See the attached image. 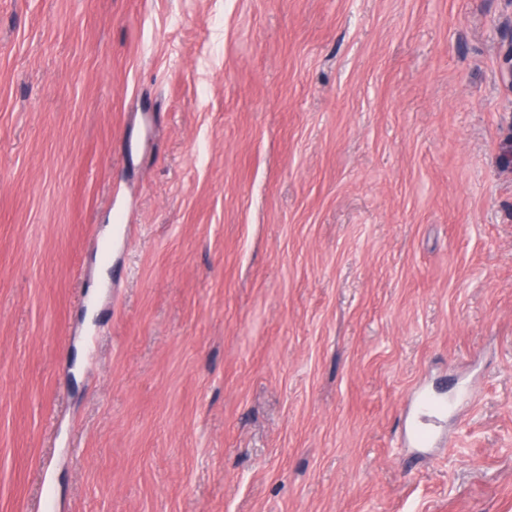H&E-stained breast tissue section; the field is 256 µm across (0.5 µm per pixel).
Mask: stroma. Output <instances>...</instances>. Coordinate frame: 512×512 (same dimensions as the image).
I'll return each mask as SVG.
<instances>
[{
	"label": "stroma",
	"mask_w": 512,
	"mask_h": 512,
	"mask_svg": "<svg viewBox=\"0 0 512 512\" xmlns=\"http://www.w3.org/2000/svg\"><path fill=\"white\" fill-rule=\"evenodd\" d=\"M506 10L0 0V512H512ZM418 420L412 428V433L419 446H426L435 432L432 423L441 417L438 405L440 400L426 391H418L414 396Z\"/></svg>",
	"instance_id": "1"
}]
</instances>
